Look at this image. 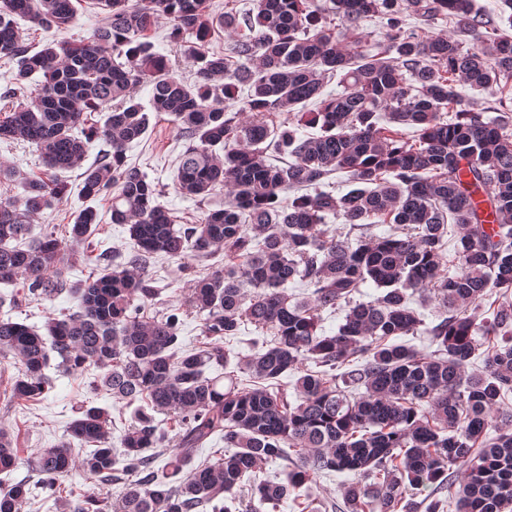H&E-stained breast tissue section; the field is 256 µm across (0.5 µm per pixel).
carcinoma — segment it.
Masks as SVG:
<instances>
[{"mask_svg":"<svg viewBox=\"0 0 512 512\" xmlns=\"http://www.w3.org/2000/svg\"><path fill=\"white\" fill-rule=\"evenodd\" d=\"M252 2L239 18L214 14L210 0H98L105 16L92 38L34 49L20 22L65 33L74 0H0V55L17 63L0 93V140L36 147L43 166L38 175L0 168V182L22 189L0 198V284L24 280L0 307L64 293L78 301L43 334L0 315V363L16 369L0 401L47 399L53 352L68 373L98 370L93 393L130 410L114 448L110 409L77 404L65 437L28 458L37 481L0 484V512L36 496L66 512H239L245 486L249 512H261L345 471L356 480L343 512H512V429L497 416L512 394V304L488 317L483 309L492 295L512 294V114L486 119L457 90L512 91V36L477 16L472 0H330L328 11L316 0ZM409 15L426 25L445 18L473 46L419 33ZM160 18L193 60L194 82L148 40ZM368 18L383 33L375 51L361 26ZM216 24L248 34L212 53ZM328 77L343 91L323 93ZM143 82L146 106L132 94ZM150 112L172 117L186 139L174 178L182 196L204 203L228 190L195 224H177L159 183L128 163ZM239 112L251 119L239 122ZM77 169L88 205L64 237L32 236L31 220L63 202L64 174ZM338 172L353 185L340 195L325 182ZM100 198L112 223L127 227L130 253L117 265L118 255L104 254L100 273L72 281L78 248L93 244L100 224L89 202ZM330 215L348 232L329 234ZM377 224L397 230L380 236ZM450 224L460 229L453 274ZM188 253L226 261L200 273L183 262ZM159 257L180 260L193 278L186 307L166 305L149 277ZM368 281L381 294L354 300ZM295 283L310 293L288 294ZM426 291L448 311L432 325L411 307V293ZM338 308L343 322L327 335L322 313ZM190 316L203 336L196 345L182 336ZM248 325L251 354L232 368L224 341ZM418 334L437 349L399 341ZM481 350L485 371L466 375ZM240 372L258 383L246 386ZM288 372L293 401L281 380ZM215 439L224 453L195 463ZM76 448L101 488L123 484L117 504L61 488ZM16 461L0 428V474ZM268 463L283 464L287 479L259 478ZM455 470L464 472L458 489ZM411 487L429 494L417 503Z\"/></svg>","mask_w":512,"mask_h":512,"instance_id":"1","label":"carcinoma"}]
</instances>
